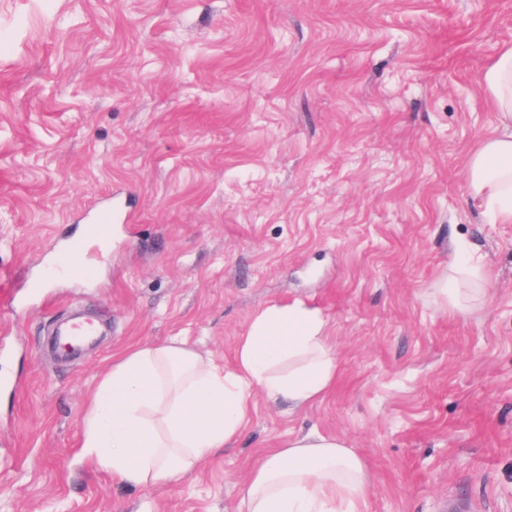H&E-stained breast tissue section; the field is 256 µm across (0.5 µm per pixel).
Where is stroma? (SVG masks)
Masks as SVG:
<instances>
[{
    "mask_svg": "<svg viewBox=\"0 0 512 512\" xmlns=\"http://www.w3.org/2000/svg\"><path fill=\"white\" fill-rule=\"evenodd\" d=\"M511 42L512 0H0V512H237L263 449L311 431L363 458L364 512H512V224L466 173ZM77 247L95 278H46ZM472 251L486 292L460 311L435 288ZM297 300L335 351L323 400L256 397L171 484L81 457L115 356L178 341L230 367ZM75 311L107 331L64 358Z\"/></svg>",
    "mask_w": 512,
    "mask_h": 512,
    "instance_id": "35a3bbf8",
    "label": "stroma"
}]
</instances>
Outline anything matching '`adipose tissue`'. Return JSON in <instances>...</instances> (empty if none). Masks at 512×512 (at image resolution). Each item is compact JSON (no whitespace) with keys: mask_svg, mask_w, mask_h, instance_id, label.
I'll return each mask as SVG.
<instances>
[{"mask_svg":"<svg viewBox=\"0 0 512 512\" xmlns=\"http://www.w3.org/2000/svg\"><path fill=\"white\" fill-rule=\"evenodd\" d=\"M500 117L468 161L472 196L495 222L512 223V44L482 73ZM486 281L481 257L452 260L439 292L454 308L457 288ZM314 306L273 303L241 336L233 367L184 346H134L113 362L85 409L82 452L124 485L167 484L195 472L239 438L255 396L301 408L328 395L337 364ZM370 483L363 459L337 437L299 435L269 450L241 487V512H362Z\"/></svg>","mask_w":512,"mask_h":512,"instance_id":"adipose-tissue-1","label":"adipose tissue"}]
</instances>
